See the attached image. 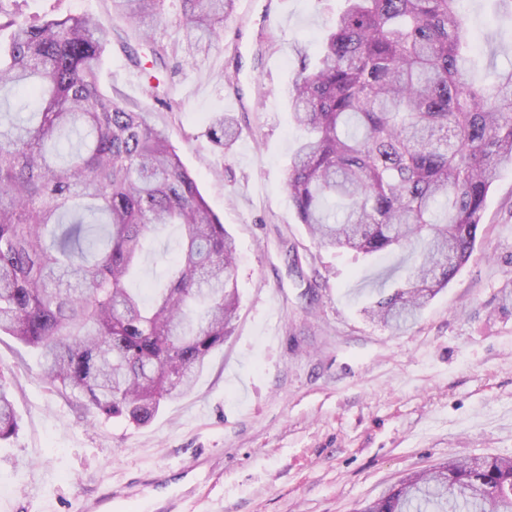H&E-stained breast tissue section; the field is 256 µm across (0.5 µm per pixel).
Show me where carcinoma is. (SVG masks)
I'll return each mask as SVG.
<instances>
[{"mask_svg":"<svg viewBox=\"0 0 512 512\" xmlns=\"http://www.w3.org/2000/svg\"><path fill=\"white\" fill-rule=\"evenodd\" d=\"M151 68L220 36L236 0H109ZM458 0H345L315 59L288 88L305 131L286 189L321 245L373 256L411 249L403 283L366 308L386 326L417 319L469 260L488 192L512 165V67L473 77L478 46ZM176 11L186 41L151 22ZM0 92L37 108L0 113V334L37 350L42 378L92 416L148 424L190 392L238 318L236 243L165 129L104 91L110 29L94 16L30 22L0 0ZM235 118L215 117L230 146ZM181 229L167 283L126 287L146 236ZM19 422L0 379V441ZM359 512H512V459L450 460L410 475Z\"/></svg>","mask_w":512,"mask_h":512,"instance_id":"cac0c4a2","label":"carcinoma"}]
</instances>
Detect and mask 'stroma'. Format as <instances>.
<instances>
[{
  "mask_svg": "<svg viewBox=\"0 0 512 512\" xmlns=\"http://www.w3.org/2000/svg\"><path fill=\"white\" fill-rule=\"evenodd\" d=\"M26 17L105 16L107 0H18ZM482 72L512 60V10L461 0ZM340 0H237L209 52L174 61L152 99L149 70L107 46L103 82L166 128L201 193L237 244L239 318L195 389L147 425L86 418L43 381L37 351L0 335V375L19 430L0 441L6 512H73L104 488L164 499L139 479L165 475L185 512H359L413 472L451 459L512 458V166L486 199L468 262L418 321L394 330L364 311L403 252L364 258L319 246L286 181L299 132L287 88ZM240 133L217 148L212 118ZM180 230L152 238L142 281L164 279Z\"/></svg>",
  "mask_w": 512,
  "mask_h": 512,
  "instance_id": "1",
  "label": "stroma"
}]
</instances>
